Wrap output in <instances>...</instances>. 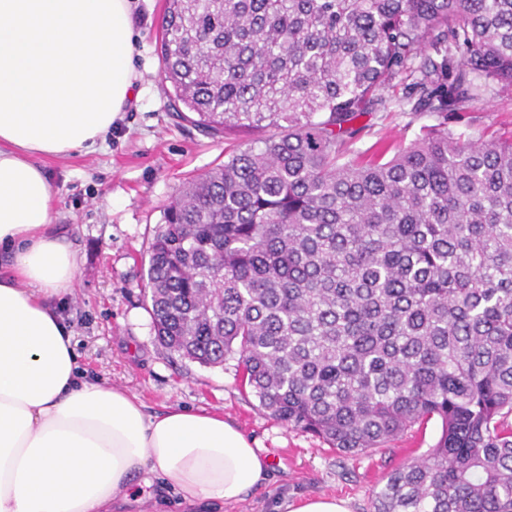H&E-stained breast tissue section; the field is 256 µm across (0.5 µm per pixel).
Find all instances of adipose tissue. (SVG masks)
<instances>
[{"label": "adipose tissue", "instance_id": "obj_1", "mask_svg": "<svg viewBox=\"0 0 512 512\" xmlns=\"http://www.w3.org/2000/svg\"><path fill=\"white\" fill-rule=\"evenodd\" d=\"M135 3L0 0V512H112L156 478L158 512H224L269 472L223 416L151 415L90 374L55 305L79 257L38 159L94 150L132 99Z\"/></svg>", "mask_w": 512, "mask_h": 512}]
</instances>
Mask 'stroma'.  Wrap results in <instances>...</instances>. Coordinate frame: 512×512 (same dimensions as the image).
Returning a JSON list of instances; mask_svg holds the SVG:
<instances>
[{
	"label": "stroma",
	"mask_w": 512,
	"mask_h": 512,
	"mask_svg": "<svg viewBox=\"0 0 512 512\" xmlns=\"http://www.w3.org/2000/svg\"><path fill=\"white\" fill-rule=\"evenodd\" d=\"M164 7L165 0H138L135 64L141 78L104 142L90 154L41 161L54 194L53 228L79 251L75 287L62 303L76 350L90 373L137 394L147 412L175 405L218 411L265 449L268 480L224 512H288V505L317 495L347 501L350 512H373L387 475L436 444L439 419L387 447L342 457L260 410L241 388L235 361L202 366L171 354L155 338L142 275L162 207L187 178L222 164L250 139L246 133L213 139L171 117L158 51ZM382 95L384 109L358 118L362 131L349 145L351 155L367 159L381 145L396 152L434 125L431 113L413 110L404 84L393 83ZM451 127L474 138L512 137V90L489 85L479 99L457 107Z\"/></svg>",
	"instance_id": "1"
}]
</instances>
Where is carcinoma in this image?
I'll return each mask as SVG.
<instances>
[{"instance_id": "carcinoma-1", "label": "carcinoma", "mask_w": 512, "mask_h": 512, "mask_svg": "<svg viewBox=\"0 0 512 512\" xmlns=\"http://www.w3.org/2000/svg\"><path fill=\"white\" fill-rule=\"evenodd\" d=\"M173 116L272 130L163 208L146 288L158 342L237 360L272 418L342 455L437 418L374 512H512V140L448 112L512 88V0H166ZM437 124L348 156L394 81Z\"/></svg>"}]
</instances>
